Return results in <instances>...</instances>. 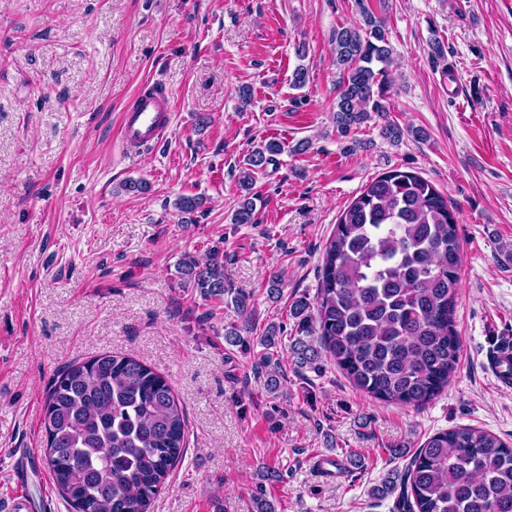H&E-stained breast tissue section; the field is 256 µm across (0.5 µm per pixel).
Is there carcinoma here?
Returning a JSON list of instances; mask_svg holds the SVG:
<instances>
[{
  "mask_svg": "<svg viewBox=\"0 0 512 512\" xmlns=\"http://www.w3.org/2000/svg\"><path fill=\"white\" fill-rule=\"evenodd\" d=\"M340 77L333 112L339 134L382 113L391 87L393 49L383 19L367 13L361 28L333 33ZM274 140L252 151L261 167L280 154ZM253 198L232 216L251 223ZM458 220L448 199L416 173L392 170L372 179L344 209L326 244L315 303L294 300L291 352L303 367L321 355L357 389L387 403L423 405L446 387L457 368L461 340L455 311L461 262ZM182 284L206 299L230 303L242 323L224 334L250 347V302L231 294L224 260L185 255ZM254 369L267 388L281 384L268 349ZM44 463L74 512H148L182 458L187 420L168 380L134 355L101 353L61 371L46 392ZM400 490L401 512H512V443L475 427L428 437L411 458L401 486L392 479L374 490Z\"/></svg>",
  "mask_w": 512,
  "mask_h": 512,
  "instance_id": "carcinoma-1",
  "label": "carcinoma"
}]
</instances>
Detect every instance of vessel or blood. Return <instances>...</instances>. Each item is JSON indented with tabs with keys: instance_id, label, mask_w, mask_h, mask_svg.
Here are the masks:
<instances>
[{
	"instance_id": "vessel-or-blood-1",
	"label": "vessel or blood",
	"mask_w": 512,
	"mask_h": 512,
	"mask_svg": "<svg viewBox=\"0 0 512 512\" xmlns=\"http://www.w3.org/2000/svg\"><path fill=\"white\" fill-rule=\"evenodd\" d=\"M174 110L171 97L158 86L142 89L131 109L124 112L120 138L129 146H150L165 136ZM512 360V340L501 342L491 352L488 363L492 373L497 374L502 384L512 383V374L507 363Z\"/></svg>"
}]
</instances>
